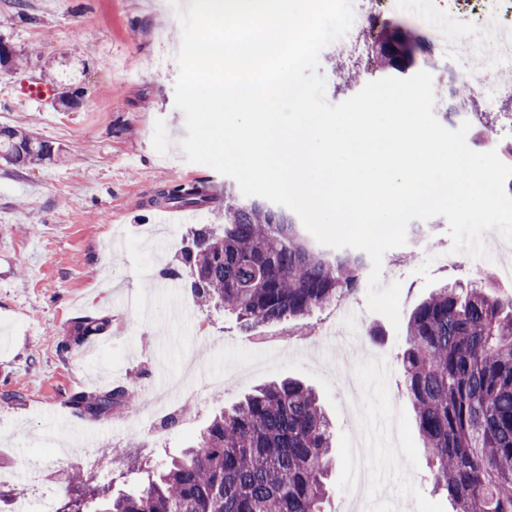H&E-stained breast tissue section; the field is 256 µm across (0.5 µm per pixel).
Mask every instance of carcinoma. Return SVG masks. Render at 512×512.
Masks as SVG:
<instances>
[{"instance_id":"obj_1","label":"carcinoma","mask_w":512,"mask_h":512,"mask_svg":"<svg viewBox=\"0 0 512 512\" xmlns=\"http://www.w3.org/2000/svg\"><path fill=\"white\" fill-rule=\"evenodd\" d=\"M423 51L408 28L382 23L371 36L369 74L411 76ZM482 114L477 97L453 88L440 117ZM59 149L20 125L0 126V159L16 170L49 163ZM166 205L217 202L203 182L157 194ZM363 256L330 252L285 210L224 194V223L197 224L165 276L187 278L203 303L213 302L247 327L310 315L355 289ZM106 317L77 323L78 344L104 331ZM422 450L436 490L453 512H512V298L482 288L436 289L412 311L401 358ZM135 391L77 392L81 416L128 402ZM333 465L329 422L318 396L295 379L256 387L214 415L197 442L138 488L116 495L87 477L73 483L76 504L99 499L95 512H324Z\"/></svg>"}]
</instances>
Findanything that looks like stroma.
<instances>
[{
    "instance_id": "35a3bbf8",
    "label": "stroma",
    "mask_w": 512,
    "mask_h": 512,
    "mask_svg": "<svg viewBox=\"0 0 512 512\" xmlns=\"http://www.w3.org/2000/svg\"><path fill=\"white\" fill-rule=\"evenodd\" d=\"M166 2L27 0L20 14L13 0H0V42L27 57L22 69L0 71V125H25L61 149L58 162L22 172L0 164V273L9 276L0 284V468L14 472L11 490L28 512H39L41 499L57 505L69 493L86 448H113L98 481L127 490L179 456L224 407L289 376L315 388L332 424L336 464L324 512H348L356 421L337 381L335 305L247 331L161 274L190 224L221 218L202 207L191 223H160L151 204L158 190L203 181L219 195L240 191L233 178L188 162L179 147L187 135L174 103L181 33ZM36 81L78 93V107L24 100L22 83ZM424 226L426 240L408 238L383 257V284L401 285V325L369 310L366 286L346 297L347 314L360 317L367 335L356 355L359 408L384 433L367 459L380 476L366 495L373 512L451 509L434 489L403 394L412 309L447 282L512 296V280L502 275L512 249L498 232L484 235L490 259L464 254L444 267L432 256L452 247L448 222L437 216ZM87 317L109 320L106 342L94 351L73 342L74 325ZM214 374L226 380L223 394L206 388ZM181 379L187 420L153 436L125 408L99 419L62 413L78 391H153ZM48 461L54 482L33 488L28 471Z\"/></svg>"
}]
</instances>
